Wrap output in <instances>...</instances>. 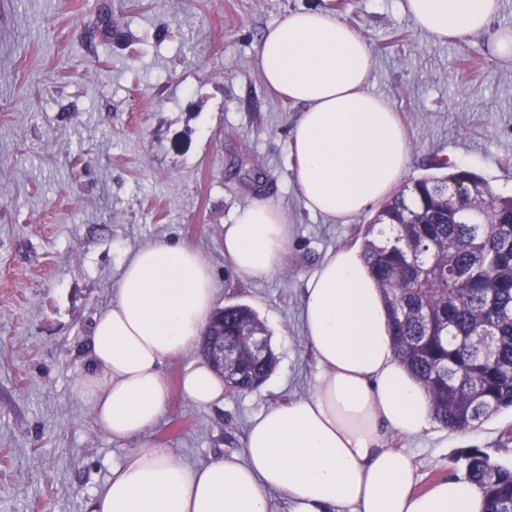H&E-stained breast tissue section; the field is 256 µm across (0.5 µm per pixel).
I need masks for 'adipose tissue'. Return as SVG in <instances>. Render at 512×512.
Listing matches in <instances>:
<instances>
[{
  "label": "adipose tissue",
  "instance_id": "obj_1",
  "mask_svg": "<svg viewBox=\"0 0 512 512\" xmlns=\"http://www.w3.org/2000/svg\"><path fill=\"white\" fill-rule=\"evenodd\" d=\"M401 9L444 43L485 31L499 0H402ZM255 65L267 86L302 107L290 148L309 212L345 223L391 195L411 160L409 137L369 88L375 59L361 34L320 9L291 11L264 32ZM287 241L280 210L260 201L225 225L224 256L240 275L263 279ZM215 298L212 272L191 246L155 241L123 265L73 394L99 429L141 443L95 491L91 512H268L274 491L294 512H485L462 474L414 493L411 458L386 447L388 434L420 436L435 421L424 388L395 356L381 293L350 247L304 290L302 319L320 365L311 396L254 418L240 461L191 466L146 441L170 396L161 365L202 336ZM181 391L210 405L223 399L224 382L201 363L185 369Z\"/></svg>",
  "mask_w": 512,
  "mask_h": 512
}]
</instances>
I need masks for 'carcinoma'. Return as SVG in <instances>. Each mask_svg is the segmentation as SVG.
Masks as SVG:
<instances>
[{"instance_id": "carcinoma-1", "label": "carcinoma", "mask_w": 512, "mask_h": 512, "mask_svg": "<svg viewBox=\"0 0 512 512\" xmlns=\"http://www.w3.org/2000/svg\"><path fill=\"white\" fill-rule=\"evenodd\" d=\"M450 180L469 184L456 209L487 223L448 219ZM359 234L395 355L424 387L436 422L467 432L512 410V196L494 195L465 171L425 176L388 199ZM253 334L264 340L259 353ZM224 350L227 394L259 386L277 363L264 322L242 303L224 306ZM460 460L486 512H512V467L479 448L462 450Z\"/></svg>"}]
</instances>
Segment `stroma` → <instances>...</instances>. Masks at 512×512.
<instances>
[{
    "mask_svg": "<svg viewBox=\"0 0 512 512\" xmlns=\"http://www.w3.org/2000/svg\"><path fill=\"white\" fill-rule=\"evenodd\" d=\"M98 2L0 0V512H88L138 446L99 430L72 388L122 264L147 243L195 248L217 305L252 307L278 356L259 387L207 406L179 390L198 349L165 360L170 399L149 441L194 466L239 459L276 396L313 393L304 289L328 257L360 246L379 207L343 224L303 205L289 140L300 107L254 63L286 12L321 8L365 37L370 88L409 132L406 180L439 160L512 195V62L488 50L492 31L512 28V0H500L489 31L447 43L415 29L400 0H110L108 35L94 28ZM257 201L281 210L288 244L272 275L250 280L224 256V226ZM510 428L506 411L466 433L437 426L390 444L411 457L424 492L459 473L466 448L511 466Z\"/></svg>",
    "mask_w": 512,
    "mask_h": 512,
    "instance_id": "stroma-1",
    "label": "stroma"
}]
</instances>
